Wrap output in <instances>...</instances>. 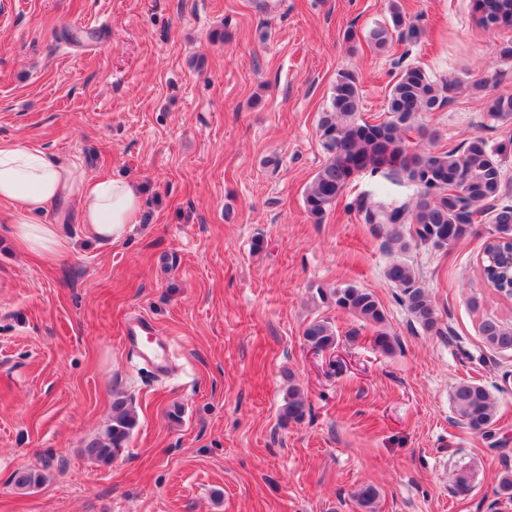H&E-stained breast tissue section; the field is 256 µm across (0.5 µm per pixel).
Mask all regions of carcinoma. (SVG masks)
Segmentation results:
<instances>
[{
  "mask_svg": "<svg viewBox=\"0 0 512 512\" xmlns=\"http://www.w3.org/2000/svg\"><path fill=\"white\" fill-rule=\"evenodd\" d=\"M474 11H483L477 19L483 27L503 23L512 25V0H475ZM413 40L421 32L413 25L405 26L404 16L395 0H389V19L376 24L369 32L370 42L378 49L387 47L393 36ZM456 87L448 81L438 86L420 66L408 65L395 76L387 95V118L379 123L363 119L362 92L355 73L337 74L329 106L321 112L317 134L327 155L304 195L305 209L315 223L336 206L352 181V167H369V173L406 182L416 190V197L401 202L382 200L359 204L363 222L378 229L388 250L404 254L421 245L443 249L475 233V218L483 215L490 224L483 252L496 240L512 239V201L505 197L503 164L512 157V137L491 142L473 136L464 146L450 151L427 153L413 147L410 133L420 132L430 140L436 132L418 125L421 114L442 109L449 101L447 93ZM486 116L494 124H512V96H493L486 100ZM483 273L494 288L506 295L512 293L508 272L485 258ZM386 279L397 289V297L412 321L425 332H443L437 307L428 288L407 261L397 258L385 270ZM321 303L349 313L375 327V345L384 352L394 348L395 339L385 328L386 315L378 298L370 291L345 285L319 289ZM485 346L494 352H512V324L487 317L479 324ZM308 345L324 350L336 346L337 336L323 319L311 321L304 330ZM452 406L462 424L475 432L489 428L495 418L496 405L481 384L462 382L454 387ZM309 409L304 392L288 389L287 400L280 413L286 425L301 421ZM138 423L135 410L124 399L112 403L111 424L101 438L85 444L81 452L89 460L108 462L125 448ZM46 482L41 469L17 472L14 484L31 490ZM499 500L512 502V471H504L495 489ZM363 512H375L379 490L364 484L356 492Z\"/></svg>",
  "mask_w": 512,
  "mask_h": 512,
  "instance_id": "1",
  "label": "carcinoma"
}]
</instances>
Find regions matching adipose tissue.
<instances>
[{"label":"adipose tissue","mask_w":512,"mask_h":512,"mask_svg":"<svg viewBox=\"0 0 512 512\" xmlns=\"http://www.w3.org/2000/svg\"><path fill=\"white\" fill-rule=\"evenodd\" d=\"M62 198L75 202L88 236L111 243L137 224L142 204L127 180H93L76 163L51 158L40 148L22 142L0 144V204L10 206L14 235L26 252L48 260L67 247L59 225L34 221Z\"/></svg>","instance_id":"adipose-tissue-1"}]
</instances>
